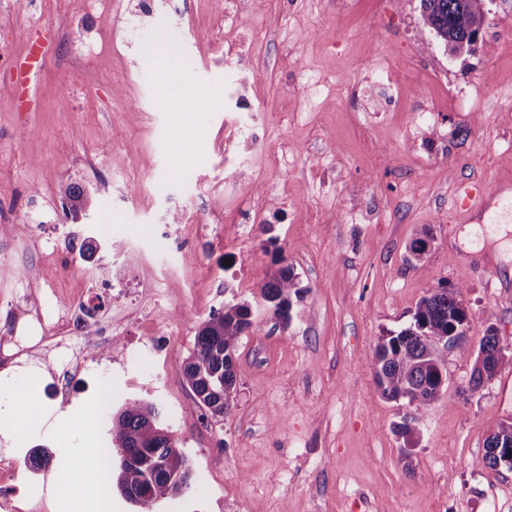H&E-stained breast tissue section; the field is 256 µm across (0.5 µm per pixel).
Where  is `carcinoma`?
<instances>
[{
    "label": "carcinoma",
    "instance_id": "1",
    "mask_svg": "<svg viewBox=\"0 0 512 512\" xmlns=\"http://www.w3.org/2000/svg\"><path fill=\"white\" fill-rule=\"evenodd\" d=\"M424 25L454 55L471 51L481 26L476 0H420ZM68 212L78 214L89 199L79 189L66 193ZM260 296L275 319L291 320L292 297L301 289L295 275L279 268L259 286ZM249 302L229 301L209 314L195 336L194 348L184 360V376L206 415L224 420L236 390V352L239 338L251 326ZM469 323L461 299V286L441 283L418 302L408 326L380 338L373 357L374 376L381 395L408 400L426 411L448 386V370L441 349L448 336ZM499 339L486 329L474 358L469 388L475 391L492 379L499 364ZM160 410L152 403L131 401L111 418L109 448L115 455L111 479L123 496L149 512L161 500L188 490L195 474L183 452L162 426ZM512 448V420L503 421L486 439L484 463L503 465L501 450Z\"/></svg>",
    "mask_w": 512,
    "mask_h": 512
}]
</instances>
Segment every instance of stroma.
<instances>
[{"label":"stroma","mask_w":512,"mask_h":512,"mask_svg":"<svg viewBox=\"0 0 512 512\" xmlns=\"http://www.w3.org/2000/svg\"><path fill=\"white\" fill-rule=\"evenodd\" d=\"M120 2L101 15L85 0H0V58L24 53L28 17L57 44L31 79L28 111H16L0 68V335L63 315L87 280L111 287L113 268L140 284L97 327L111 361L82 371L77 349L56 345L0 367V460L21 437L53 460L83 458L113 410L143 400L186 455L207 453L224 490L207 512H512V470L484 463L487 437L512 419V208L490 205L512 195V0H491L463 56L427 31L419 0H166L157 16ZM247 31L260 59L248 77L222 63ZM161 36L177 61L163 84L149 53ZM389 79L403 94L396 112ZM448 85L465 96L445 99ZM71 184L91 199L76 220L63 212ZM68 231L71 267L49 274ZM424 234L429 247L413 257ZM282 262L302 289L285 326L258 290ZM443 281L463 286L469 353L444 350L448 387L421 414L382 397L371 360ZM231 300L254 317L232 410L205 423L184 360ZM490 327L506 358L473 393ZM139 341L169 350L166 378L97 408L102 386L146 373ZM68 368L93 409L81 422L48 399ZM23 397L41 407L17 434ZM73 497L83 512L104 508L80 469L45 508L66 512Z\"/></svg>","instance_id":"1"}]
</instances>
